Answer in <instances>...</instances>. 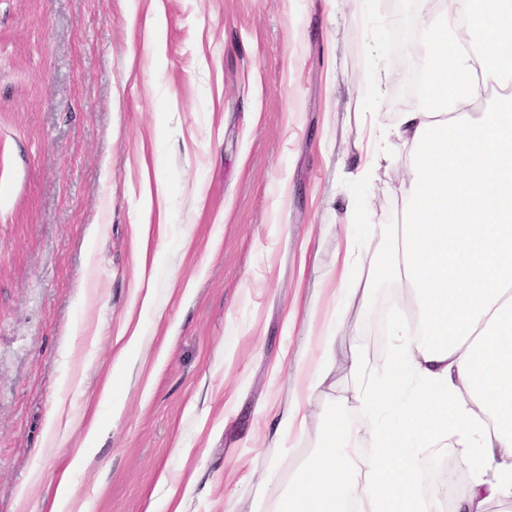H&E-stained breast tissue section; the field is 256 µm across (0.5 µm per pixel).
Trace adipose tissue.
Masks as SVG:
<instances>
[{
  "label": "adipose tissue",
  "mask_w": 512,
  "mask_h": 512,
  "mask_svg": "<svg viewBox=\"0 0 512 512\" xmlns=\"http://www.w3.org/2000/svg\"><path fill=\"white\" fill-rule=\"evenodd\" d=\"M419 93L395 130L411 148L402 221L382 271L342 282L331 340L316 374L333 366L359 385L362 419L329 416L319 450L295 470L279 512H423L429 479L421 449L449 443L479 458L456 512H487L512 497V0H435L421 19ZM490 85L498 103L473 106ZM412 295L393 320L394 353L368 368L337 355L351 304L366 305L378 277ZM374 449L364 466L358 436Z\"/></svg>",
  "instance_id": "1"
}]
</instances>
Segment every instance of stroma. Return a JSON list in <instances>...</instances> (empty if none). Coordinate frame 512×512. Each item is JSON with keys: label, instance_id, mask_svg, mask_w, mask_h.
Listing matches in <instances>:
<instances>
[{"label": "stroma", "instance_id": "obj_1", "mask_svg": "<svg viewBox=\"0 0 512 512\" xmlns=\"http://www.w3.org/2000/svg\"><path fill=\"white\" fill-rule=\"evenodd\" d=\"M425 6L0 0V512H44L66 466L61 512H275L322 420L357 418L349 375L338 400L300 377L338 300L345 201L362 257L383 252L366 225L399 220L396 95ZM372 121L388 139L365 182ZM147 203L170 220L141 267ZM397 298L379 281L349 318L369 365ZM127 328L143 341L120 365ZM298 403L308 429H279Z\"/></svg>", "mask_w": 512, "mask_h": 512}]
</instances>
